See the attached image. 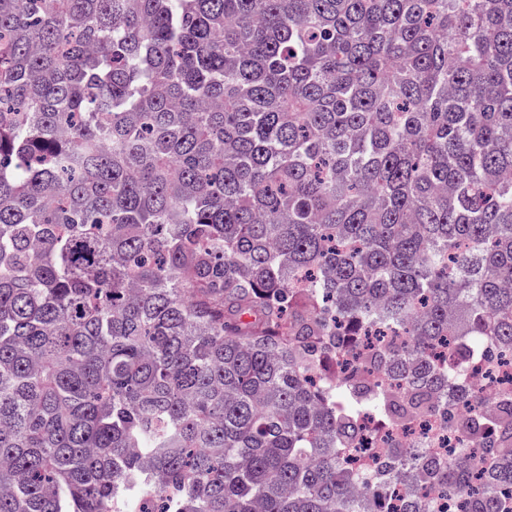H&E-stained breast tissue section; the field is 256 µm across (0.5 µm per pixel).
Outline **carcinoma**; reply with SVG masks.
I'll return each mask as SVG.
<instances>
[{"instance_id": "cac0c4a2", "label": "carcinoma", "mask_w": 512, "mask_h": 512, "mask_svg": "<svg viewBox=\"0 0 512 512\" xmlns=\"http://www.w3.org/2000/svg\"><path fill=\"white\" fill-rule=\"evenodd\" d=\"M490 348L512 0H0V512H512ZM404 434L408 443L425 442L432 450L446 453L448 448L454 446L452 437L440 430L434 422L420 419L405 429Z\"/></svg>"}]
</instances>
